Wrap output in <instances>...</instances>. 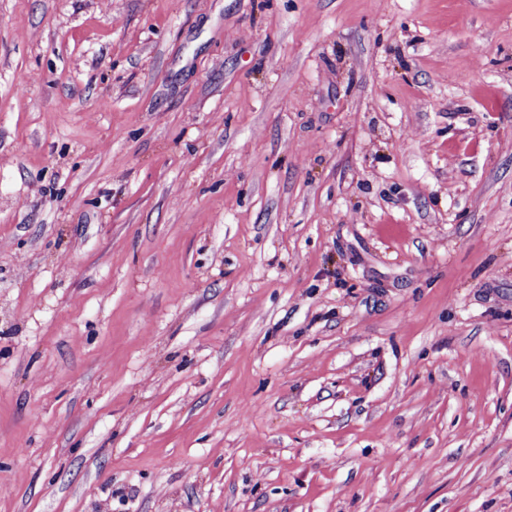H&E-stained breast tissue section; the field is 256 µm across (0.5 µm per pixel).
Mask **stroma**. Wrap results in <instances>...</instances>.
I'll return each mask as SVG.
<instances>
[{"label":"stroma","mask_w":512,"mask_h":512,"mask_svg":"<svg viewBox=\"0 0 512 512\" xmlns=\"http://www.w3.org/2000/svg\"><path fill=\"white\" fill-rule=\"evenodd\" d=\"M0 512H512V0H0Z\"/></svg>","instance_id":"stroma-1"}]
</instances>
